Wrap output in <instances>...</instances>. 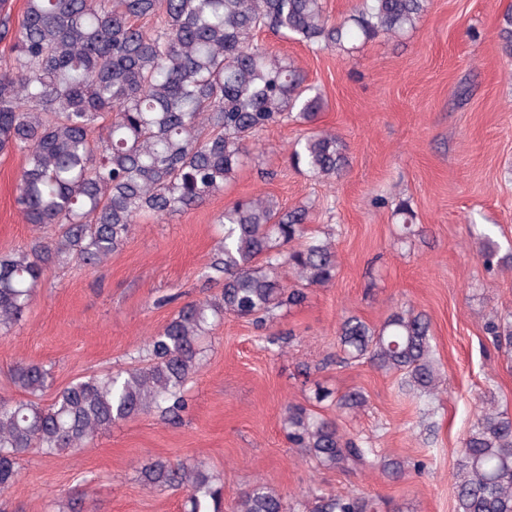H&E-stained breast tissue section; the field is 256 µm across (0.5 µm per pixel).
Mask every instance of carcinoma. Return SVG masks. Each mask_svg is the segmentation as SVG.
<instances>
[{
	"label": "carcinoma",
	"mask_w": 512,
	"mask_h": 512,
	"mask_svg": "<svg viewBox=\"0 0 512 512\" xmlns=\"http://www.w3.org/2000/svg\"><path fill=\"white\" fill-rule=\"evenodd\" d=\"M428 0H361L335 22L324 0H0V155L20 154L17 203L29 224L55 226L22 249L0 254V334L29 308L45 270L71 262L95 269L127 240L139 217L183 213L224 189L267 128L292 120L312 124L321 94L285 56L255 40L266 29L319 49L350 52L379 34L402 35L427 11ZM512 57V13L499 28ZM292 163L331 182L348 164L335 134L309 129L292 146ZM309 211L288 210L258 193L224 208L217 252L205 277L222 285L184 304L147 343L145 367L109 371L73 382L48 405L40 396L50 371L21 361L14 385L27 399L0 401V492L18 480L16 461L37 450L77 453L118 420L142 413L177 423L189 408L188 379L202 360L200 341L227 314L264 327L304 289L325 286L338 269L332 236L308 235ZM488 229L478 257L512 268ZM286 269L295 280L281 281ZM494 347L512 350V315L486 327ZM340 362L369 363L399 375V387L431 397L441 376L430 320L400 308L379 326L357 316L338 330ZM314 400L346 414L363 393ZM455 461L454 512H512V417L492 392ZM288 442L318 465L346 472L378 459L371 442L303 405L285 409ZM141 482L183 490L184 512H220L224 484L201 460H152ZM380 496L311 493L304 512H386ZM234 512H292L283 496L257 483L235 497Z\"/></svg>",
	"instance_id": "carcinoma-1"
}]
</instances>
